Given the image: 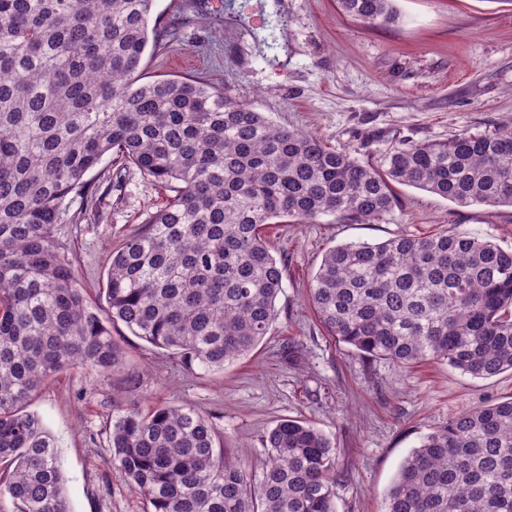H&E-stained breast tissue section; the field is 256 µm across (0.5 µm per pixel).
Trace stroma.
<instances>
[{"instance_id":"35a3bbf8","label":"stroma","mask_w":512,"mask_h":512,"mask_svg":"<svg viewBox=\"0 0 512 512\" xmlns=\"http://www.w3.org/2000/svg\"><path fill=\"white\" fill-rule=\"evenodd\" d=\"M398 23L371 28L337 0H155L150 20L176 34L147 50L145 81L202 79L335 149L383 164L408 141H444L512 119V0H396ZM169 191L136 170L102 191L95 224H62L75 273L98 304L110 253L160 209ZM393 211L368 224L333 215L263 229L285 268L278 318L259 346L221 372L187 367L111 327L112 373L67 371L29 403L54 435L73 512H147L104 455L128 411L191 406L216 445L260 476L262 439L284 419L312 423L336 446V512H383L403 461L454 416L512 398V372L482 379L445 364L406 368L368 358L321 326L310 300L327 249L424 236L452 226L512 247V208L462 207L397 186Z\"/></svg>"}]
</instances>
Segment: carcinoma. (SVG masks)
Returning <instances> with one entry per match:
<instances>
[{
  "instance_id": "obj_1",
  "label": "carcinoma",
  "mask_w": 512,
  "mask_h": 512,
  "mask_svg": "<svg viewBox=\"0 0 512 512\" xmlns=\"http://www.w3.org/2000/svg\"><path fill=\"white\" fill-rule=\"evenodd\" d=\"M154 0H0V501L72 512L53 435L28 410L53 376L119 363L109 325L208 371L248 356L277 316L284 267L263 226L323 215L370 223L394 187L459 206L512 207V122L408 142L362 162L196 80L140 82ZM370 27L395 0H338ZM172 196L107 263L94 307L57 236L97 207L86 179L106 154ZM81 210L69 215L73 197ZM311 301L328 334L404 367L512 371V248L467 232L329 248ZM191 407L131 411L106 461L150 512H335L336 448L283 419L260 479L214 446ZM385 512H512V398L464 412L404 461Z\"/></svg>"
}]
</instances>
